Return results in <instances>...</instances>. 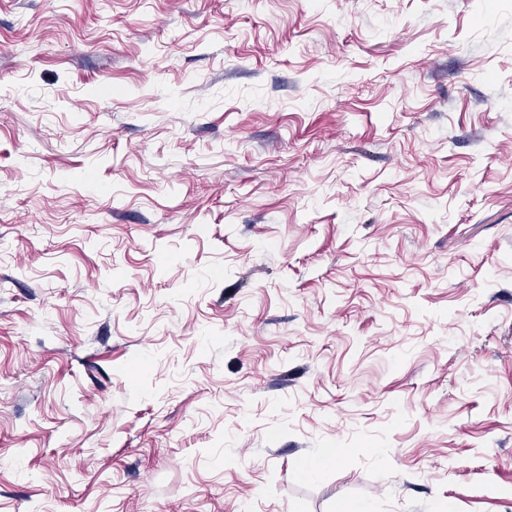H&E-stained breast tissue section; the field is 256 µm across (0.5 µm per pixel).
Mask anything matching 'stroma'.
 Instances as JSON below:
<instances>
[{
	"mask_svg": "<svg viewBox=\"0 0 512 512\" xmlns=\"http://www.w3.org/2000/svg\"><path fill=\"white\" fill-rule=\"evenodd\" d=\"M341 500L512 512V0H0V512Z\"/></svg>",
	"mask_w": 512,
	"mask_h": 512,
	"instance_id": "1",
	"label": "stroma"
}]
</instances>
